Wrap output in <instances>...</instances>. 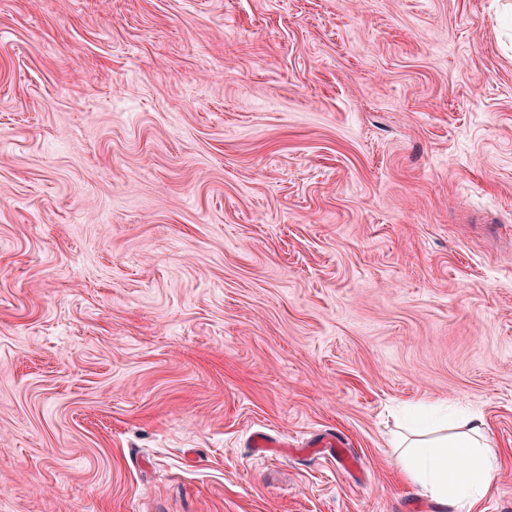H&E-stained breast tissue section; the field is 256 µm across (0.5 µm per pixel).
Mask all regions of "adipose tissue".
<instances>
[{
    "label": "adipose tissue",
    "mask_w": 512,
    "mask_h": 512,
    "mask_svg": "<svg viewBox=\"0 0 512 512\" xmlns=\"http://www.w3.org/2000/svg\"><path fill=\"white\" fill-rule=\"evenodd\" d=\"M417 438L400 453L401 468L408 480L421 484L444 512L457 503L480 502L497 477V459L486 448L480 424L468 431H453L451 424L420 418Z\"/></svg>",
    "instance_id": "ef3b65f1"
}]
</instances>
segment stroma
Masks as SVG:
<instances>
[{"label":"stroma","instance_id":"35a3bbf8","mask_svg":"<svg viewBox=\"0 0 512 512\" xmlns=\"http://www.w3.org/2000/svg\"><path fill=\"white\" fill-rule=\"evenodd\" d=\"M427 403L512 512V0H0V512H437ZM419 417L415 422L418 439L399 456L404 475L421 484L444 511L451 512L462 501L470 505L480 502L497 477V459L484 444L482 421L473 424L474 419L468 418L462 425H453L448 419L436 422L431 416ZM461 428L469 431L448 434ZM441 432L447 433L436 435ZM310 446L311 448H322V452L333 458L337 465L344 470L351 468L355 463L354 458L345 449L347 444L340 440L336 441L334 437L326 442Z\"/></svg>","mask_w":512,"mask_h":512}]
</instances>
